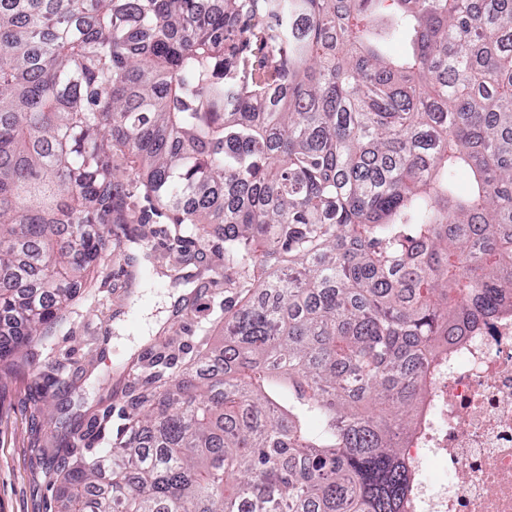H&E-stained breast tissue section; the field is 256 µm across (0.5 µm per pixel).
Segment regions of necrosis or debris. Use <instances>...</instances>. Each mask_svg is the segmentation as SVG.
I'll return each mask as SVG.
<instances>
[{
    "mask_svg": "<svg viewBox=\"0 0 512 512\" xmlns=\"http://www.w3.org/2000/svg\"><path fill=\"white\" fill-rule=\"evenodd\" d=\"M401 447L413 469L408 512H512V306L432 353Z\"/></svg>",
    "mask_w": 512,
    "mask_h": 512,
    "instance_id": "1",
    "label": "necrosis or debris"
}]
</instances>
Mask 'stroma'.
Segmentation results:
<instances>
[{
  "label": "stroma",
  "mask_w": 512,
  "mask_h": 512,
  "mask_svg": "<svg viewBox=\"0 0 512 512\" xmlns=\"http://www.w3.org/2000/svg\"><path fill=\"white\" fill-rule=\"evenodd\" d=\"M224 227L205 237L175 234L167 215L116 225L93 274L50 336L32 347L43 371L59 366L62 386L24 372L0 378V512H54V466L43 454L52 436L86 426L88 407L106 402L112 416L91 452L111 453L140 388V358L159 338L196 342L223 328ZM187 260L175 265L178 254Z\"/></svg>",
  "instance_id": "stroma-1"
}]
</instances>
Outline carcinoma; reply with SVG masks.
<instances>
[{"mask_svg":"<svg viewBox=\"0 0 512 512\" xmlns=\"http://www.w3.org/2000/svg\"><path fill=\"white\" fill-rule=\"evenodd\" d=\"M123 164L224 225L235 296L188 377L158 346L106 458L48 448L56 512H406L433 343L512 290V0H0V372L44 375L146 223Z\"/></svg>","mask_w":512,"mask_h":512,"instance_id":"carcinoma-1","label":"carcinoma"}]
</instances>
